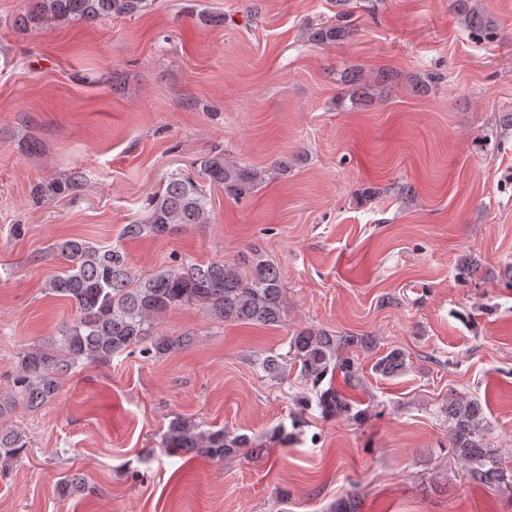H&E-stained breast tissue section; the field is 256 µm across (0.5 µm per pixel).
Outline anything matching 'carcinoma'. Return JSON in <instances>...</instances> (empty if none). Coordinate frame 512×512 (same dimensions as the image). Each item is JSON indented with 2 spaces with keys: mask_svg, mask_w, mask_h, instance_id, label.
I'll return each mask as SVG.
<instances>
[{
  "mask_svg": "<svg viewBox=\"0 0 512 512\" xmlns=\"http://www.w3.org/2000/svg\"><path fill=\"white\" fill-rule=\"evenodd\" d=\"M148 6V0H31L20 24L31 28L43 25L47 19L94 22L132 17ZM454 7L477 38L493 37V22L480 15L471 0H454ZM350 17L351 13H342L334 23L309 27L308 39L321 45L342 41L351 33ZM341 82L352 98L368 93L367 81L358 71L345 73ZM199 174L206 185L182 173L170 174L163 193L148 203L145 217L124 225L122 236L128 240L147 233L165 237L195 224H208L213 204L206 187L239 198L252 193L263 180L260 169L249 163L228 161L222 153L204 157ZM57 249L66 267L48 281L46 290L69 300L76 308V316L62 325L59 340L30 347L17 358L14 391L31 409L54 399L59 379L80 365L108 363L112 357L136 346L155 357L186 349L191 337L171 336L158 328L161 315L177 307L202 305L211 316L225 323L263 327L281 325L288 314L280 269L258 257L246 258L241 264L221 260L186 267L180 263L139 279L117 244L98 246L71 238L59 243ZM356 343L370 348L373 339L300 330L290 339L287 357L268 356L261 362V368L268 376L279 378L291 359L300 366L302 377L315 387L335 371L350 386L356 380L357 366L354 359L341 356L339 351ZM405 365L404 352L393 349L378 359L374 369L390 377ZM317 400L326 416L361 417V412H353L351 400L332 386L318 391ZM448 419L450 447L471 466L472 480L483 484L496 479L495 471L487 467L489 450L479 441L484 420L481 403L467 397L456 398L448 406ZM164 447L216 462L235 456L241 448H249L258 456L263 453V449L253 447L245 434L231 436L223 429H205L179 418L169 423ZM26 448L27 437L20 430L0 429V456L18 458ZM94 492L95 487L76 475L65 477L56 485V493L62 498Z\"/></svg>",
  "mask_w": 512,
  "mask_h": 512,
  "instance_id": "carcinoma-1",
  "label": "carcinoma"
}]
</instances>
